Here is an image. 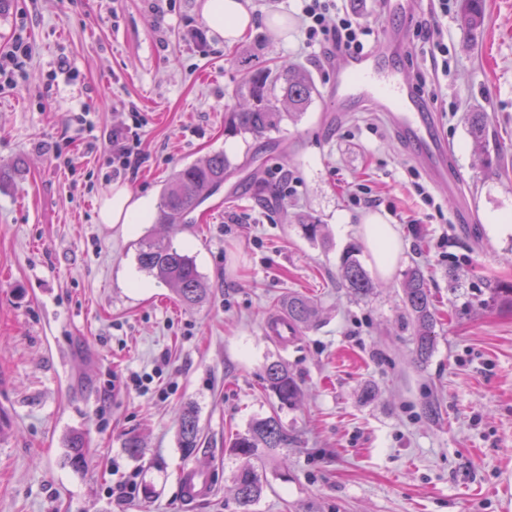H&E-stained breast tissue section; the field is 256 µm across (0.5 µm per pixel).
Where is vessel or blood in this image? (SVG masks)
I'll use <instances>...</instances> for the list:
<instances>
[{
    "label": "vessel or blood",
    "mask_w": 512,
    "mask_h": 512,
    "mask_svg": "<svg viewBox=\"0 0 512 512\" xmlns=\"http://www.w3.org/2000/svg\"><path fill=\"white\" fill-rule=\"evenodd\" d=\"M340 59L331 94L341 111L363 101L376 103L416 153L425 157L434 183H448V150L434 132L429 104L405 79L392 46L385 43L362 53L344 50ZM180 479L185 503L211 491L210 474L195 467L183 468Z\"/></svg>",
    "instance_id": "1"
}]
</instances>
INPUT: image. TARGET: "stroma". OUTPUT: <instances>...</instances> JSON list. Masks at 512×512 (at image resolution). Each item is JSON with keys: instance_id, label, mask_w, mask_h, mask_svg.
<instances>
[{"instance_id": "obj_1", "label": "stroma", "mask_w": 512, "mask_h": 512, "mask_svg": "<svg viewBox=\"0 0 512 512\" xmlns=\"http://www.w3.org/2000/svg\"><path fill=\"white\" fill-rule=\"evenodd\" d=\"M258 22L233 45L185 38L199 0H8L0 52L16 33L31 51L0 84V512H239L235 433L279 411L283 463L268 466L254 512H512V308L490 302L512 284V0H486L476 32L457 0H411L405 16L381 0H345L373 40L395 32L409 82L435 87V129L458 181L435 185L405 138L371 102L340 112L334 62L300 52L294 0H251ZM288 19L273 34L267 16ZM447 46L437 65L418 21ZM294 64L317 92L298 119L267 136L230 137L239 58ZM489 116L475 150L467 112ZM143 120L145 161L124 184L160 201L176 169L216 153L235 165L220 192L167 230L97 220L114 182L113 124ZM428 189L424 202L417 186ZM380 215L403 241L389 278L353 295L342 258L372 257L355 229ZM317 221L323 239L304 236ZM164 237L193 256L209 288L188 307L138 267L135 244ZM420 267L434 304L435 348L415 353L401 303L404 272ZM310 298L315 322L288 344L265 332L289 294ZM296 376L298 407L263 388L267 363ZM145 376L142 388L123 379ZM375 393L363 399L365 389ZM199 413L201 446L185 456L177 417ZM83 433V465L65 460ZM144 441L141 456L124 447ZM194 465L214 488L181 506L179 474ZM134 484L118 500L117 484ZM153 487L145 496V487Z\"/></svg>"}]
</instances>
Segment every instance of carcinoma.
Here are the masks:
<instances>
[{"label": "carcinoma", "instance_id": "1", "mask_svg": "<svg viewBox=\"0 0 512 512\" xmlns=\"http://www.w3.org/2000/svg\"><path fill=\"white\" fill-rule=\"evenodd\" d=\"M458 14L463 27L469 30L482 27L484 0H459ZM315 93V85L300 69L286 66L274 71L264 66H252L239 89L242 101L232 111L224 113V134L249 133L257 136L275 131L290 116L276 106L278 97L288 101L299 115ZM487 126V113H469L468 131L474 145L483 143ZM233 168L234 164L226 154L216 153L177 170L163 190L158 223L169 226L184 223L189 214L220 190L224 178ZM137 262L148 274L168 284L181 303L195 306L207 300V284L194 260L162 239H140ZM343 273L348 288L355 295L365 297L373 291L374 282L355 254L344 256ZM401 301L414 326L416 356L425 361L432 355L435 345L434 315L424 274L417 266L408 268L403 275ZM285 307L294 330L307 326L316 316V306L300 294L288 295ZM263 378L279 408H292L297 404L300 387L294 374L283 363L275 361L266 365ZM178 427L179 447L184 455L190 456L200 445L198 413L194 406L183 407ZM285 441L286 432L276 413L255 420L246 432L237 433L232 438L228 451L241 461L233 473L236 501L241 512H251V507L262 497L261 471ZM85 447L84 435L72 434L67 443V462L73 466L80 465L85 457Z\"/></svg>", "mask_w": 512, "mask_h": 512}]
</instances>
